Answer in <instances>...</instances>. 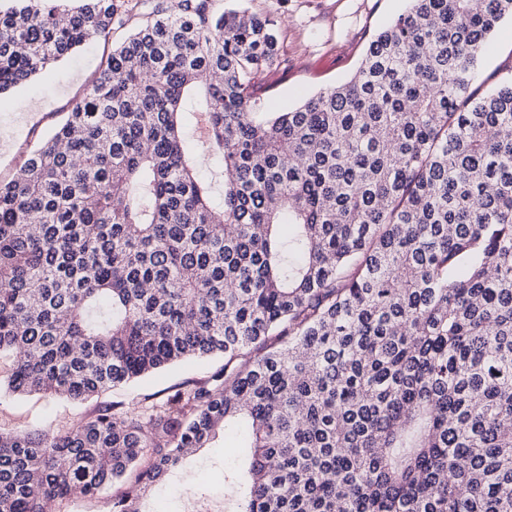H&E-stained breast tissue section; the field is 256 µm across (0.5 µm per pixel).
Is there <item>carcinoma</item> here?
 I'll return each instance as SVG.
<instances>
[{
    "mask_svg": "<svg viewBox=\"0 0 512 512\" xmlns=\"http://www.w3.org/2000/svg\"><path fill=\"white\" fill-rule=\"evenodd\" d=\"M16 2L0 94L89 41L112 51L0 183V395L84 402L224 365L138 411L0 434V512H63L124 478L112 512H142L220 431L243 437L231 512H512V75L473 87L512 0H409L350 79L271 116L274 19Z\"/></svg>",
    "mask_w": 512,
    "mask_h": 512,
    "instance_id": "carcinoma-1",
    "label": "carcinoma"
}]
</instances>
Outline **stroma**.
<instances>
[{"instance_id": "stroma-1", "label": "stroma", "mask_w": 512, "mask_h": 512, "mask_svg": "<svg viewBox=\"0 0 512 512\" xmlns=\"http://www.w3.org/2000/svg\"><path fill=\"white\" fill-rule=\"evenodd\" d=\"M224 8H244L280 22V55L266 77V111L281 112L305 97L335 86L356 70L369 39L404 11L408 0H220ZM110 44L96 41L39 73L31 81L0 95V181H10L29 152L64 119L73 103L97 75ZM512 75V20L504 21L486 44L475 85L495 87ZM216 357L174 365L112 389L103 402L139 407L144 398L166 397L185 381L198 379L223 365ZM95 402H73L42 393L0 397V432L67 431L96 407ZM239 453L235 436L217 438L210 447L190 456L173 479L179 494L166 486L152 489L159 512H198L197 501L213 503L225 512L220 484L224 466Z\"/></svg>"}]
</instances>
